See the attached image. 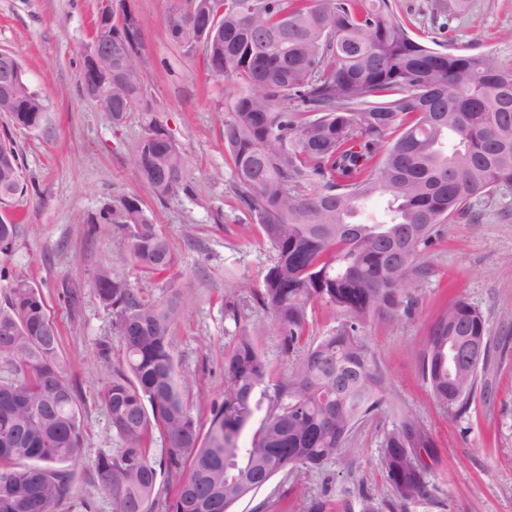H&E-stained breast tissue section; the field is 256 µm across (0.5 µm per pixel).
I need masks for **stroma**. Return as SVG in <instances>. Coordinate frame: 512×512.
Wrapping results in <instances>:
<instances>
[{
    "label": "stroma",
    "mask_w": 512,
    "mask_h": 512,
    "mask_svg": "<svg viewBox=\"0 0 512 512\" xmlns=\"http://www.w3.org/2000/svg\"><path fill=\"white\" fill-rule=\"evenodd\" d=\"M391 3L419 41L485 53L512 70V0H469L466 11L448 14L438 10L437 0ZM173 4L126 0L140 22L145 95L116 127L81 93L77 51L92 35L100 0H0V50L17 55L28 84L49 104L44 124L32 130L0 113V141L15 147L24 185L21 194L0 201V216L18 227L11 252L0 255L6 270L0 307L15 281L39 289L59 331L60 366L77 387L86 431L72 492L55 512H112L92 470L99 453L120 445L103 392L121 364L122 348L111 309L89 285L99 265L114 266L142 300L177 295L173 357L178 375L191 382L186 399L201 427L224 402L225 356L240 331L251 333L268 369L249 403L243 448L283 405L279 388L304 348L345 318L335 306L314 305L305 336L289 351L257 303L273 252L238 201L233 160L224 149L234 85L213 76L202 53H185L171 41ZM153 115L185 155L191 194L161 201L137 177L133 160ZM125 194L138 195L173 241L177 260L167 273L135 266L119 225L98 223L100 210L118 207ZM470 210L472 219L435 226L416 261L411 316L365 331L388 378L390 402L355 425L346 440L351 455L278 474L231 512H360L364 498L382 503L390 495L383 436L401 408L413 412L434 443L425 459L429 495L406 512H512V187L473 199ZM70 285L81 288L74 308L62 299ZM228 297L237 302V318L224 312ZM459 299L482 313L490 336L505 347L480 372L484 390L462 415L438 405L422 375L431 329Z\"/></svg>",
    "instance_id": "35a3bbf8"
}]
</instances>
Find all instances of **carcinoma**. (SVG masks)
Instances as JSON below:
<instances>
[{
  "label": "carcinoma",
  "instance_id": "cac0c4a2",
  "mask_svg": "<svg viewBox=\"0 0 512 512\" xmlns=\"http://www.w3.org/2000/svg\"><path fill=\"white\" fill-rule=\"evenodd\" d=\"M168 18L174 41L195 51L203 0H184ZM139 20L112 12V102L81 84L112 124L143 100L136 46ZM212 75L237 94L224 120V149L235 166L238 198L274 252L256 300L273 329L294 348L313 305L332 304L347 319L310 345L284 388L287 403L270 414L251 446H238L248 404L266 363L241 331L224 359V406L201 431L177 374L170 327L176 296L144 302L110 265L91 279L112 308L124 360L103 401L121 447L94 461V479L112 512H155L164 481L175 482L164 512H229L278 473L318 468L346 451L355 423L389 395L364 330L396 323L414 303V263L438 224L470 216V200L512 187V72L486 54L449 52L415 39L390 0H224L206 45ZM0 94V112L34 129L47 99L24 76ZM136 173L163 200L190 191L184 157L151 116L134 160ZM21 190L13 146L0 143V199ZM386 197L382 217L361 219L365 203ZM118 224L130 259L163 274L176 262L173 242L136 195L122 198ZM17 225L0 219V253ZM434 324L423 355L436 401L465 413L479 367L460 374L452 342L484 341L481 313L464 300ZM59 335L44 298L26 282L0 307V512H54L73 481L84 425L78 392L58 361ZM169 448L156 461L153 430ZM433 441L415 415L400 409L384 435L382 462L392 489L387 512H405L428 494L422 453Z\"/></svg>",
  "mask_w": 512,
  "mask_h": 512
}]
</instances>
